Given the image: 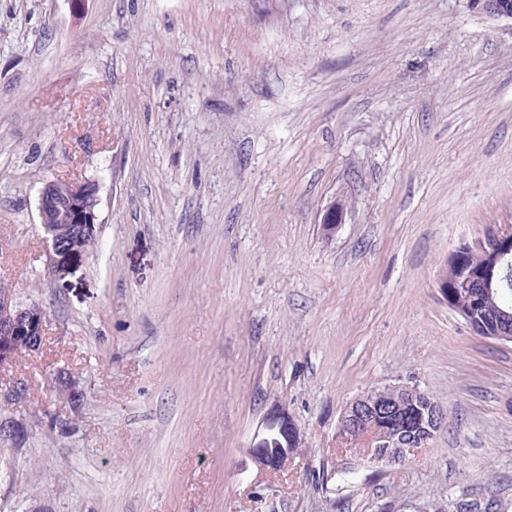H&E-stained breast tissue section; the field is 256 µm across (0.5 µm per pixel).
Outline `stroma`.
<instances>
[{"label": "stroma", "instance_id": "35a3bbf8", "mask_svg": "<svg viewBox=\"0 0 512 512\" xmlns=\"http://www.w3.org/2000/svg\"><path fill=\"white\" fill-rule=\"evenodd\" d=\"M56 178L98 185L67 259ZM511 230L512 22L469 0H0V284L47 313L0 369V512H512V342L438 285ZM393 384L446 426L337 474ZM279 408L305 443L260 474ZM98 186L94 181L53 179L41 189L37 214L53 255L80 253L88 231L97 224ZM95 242L87 237L86 249ZM389 388L399 390L398 398L379 401L378 395L367 391L353 398L339 416L336 439L342 448L340 454L348 453L357 460L352 470L365 462L382 468L401 465L419 451L420 442L394 431L396 421L406 406L413 403L415 396L420 397L429 409L425 439L433 438L446 424L447 413L438 408L442 406L431 393L426 391L438 407L416 386Z\"/></svg>", "mask_w": 512, "mask_h": 512}]
</instances>
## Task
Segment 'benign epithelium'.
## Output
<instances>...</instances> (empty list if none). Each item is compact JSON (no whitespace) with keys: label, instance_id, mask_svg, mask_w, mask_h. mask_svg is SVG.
<instances>
[{"label":"benign epithelium","instance_id":"7a95c632","mask_svg":"<svg viewBox=\"0 0 512 512\" xmlns=\"http://www.w3.org/2000/svg\"><path fill=\"white\" fill-rule=\"evenodd\" d=\"M472 7L494 20L512 21V6L506 0H470ZM98 186L95 182L53 179L44 183L37 206L39 224L44 240L56 256H67L80 252L87 233L95 228ZM344 204L333 203L323 213L321 224L331 236L343 223ZM475 249L485 259L498 264L512 255V232L490 234L482 243L472 246L460 244L449 254L454 260L463 252ZM467 288H477L479 293L494 290V275L471 273L464 281ZM471 331L479 336L512 341L506 331L512 323V315L499 318L498 325L488 327L478 319L475 311H461ZM46 327V312L37 303L22 304L15 299L9 288L0 289V338L23 336L27 349L37 352L43 345ZM398 398L379 400V396L367 391L353 398L341 412L336 439L341 445L340 454L354 456L357 464L370 463L388 468L401 465L419 451V442L394 431L399 416L414 400L421 398L429 409L426 438L431 439L446 424L447 413L433 405L424 392L416 386L398 385ZM304 441V433L285 409L272 412L265 425V434L248 455L261 473H280L288 469L293 458L291 448Z\"/></svg>","mask_w":512,"mask_h":512}]
</instances>
